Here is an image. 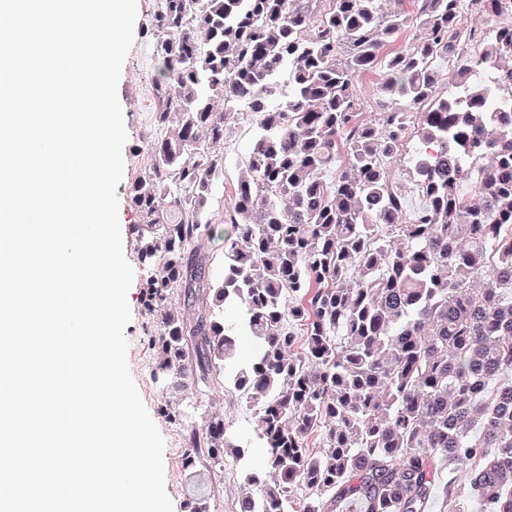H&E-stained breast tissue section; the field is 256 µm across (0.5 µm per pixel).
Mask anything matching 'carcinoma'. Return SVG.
I'll list each match as a JSON object with an SVG mask.
<instances>
[{
  "label": "carcinoma",
  "instance_id": "obj_1",
  "mask_svg": "<svg viewBox=\"0 0 512 512\" xmlns=\"http://www.w3.org/2000/svg\"><path fill=\"white\" fill-rule=\"evenodd\" d=\"M395 2L162 0L154 18L165 135L131 202L155 377H219L252 412L275 479L248 476L243 512H297V497L302 512H512V129L480 94L458 123L433 76L477 38L467 12L509 4ZM484 54L512 76V28L452 81L484 84ZM377 68L368 120L355 77ZM238 105L257 125L213 279L196 242L217 233L206 211ZM410 143L425 200L408 215L389 163ZM241 330L257 343L245 363ZM184 448L221 473L239 456L218 413Z\"/></svg>",
  "mask_w": 512,
  "mask_h": 512
}]
</instances>
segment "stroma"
<instances>
[{
    "label": "stroma",
    "mask_w": 512,
    "mask_h": 512,
    "mask_svg": "<svg viewBox=\"0 0 512 512\" xmlns=\"http://www.w3.org/2000/svg\"><path fill=\"white\" fill-rule=\"evenodd\" d=\"M160 2L137 0L134 43L123 65L118 87L128 134L123 148L124 174L117 187L119 220L124 255L134 267V280L128 292L131 321L125 328L129 340L128 365L140 396L165 440V491L172 502L173 512H187L188 503L201 496L208 499L210 512H238L240 499L258 492L256 486L248 484L247 473L266 471L265 451L256 437L253 418L238 396L224 390L222 385L169 391L155 381L156 354L148 342L154 324L146 315L141 299L145 272L138 265L132 232L140 215L130 201V192L150 166V143L162 135L154 123L157 99L153 89L156 60L152 36V24ZM254 130V120L244 119L242 113H235L230 118L224 135V179L214 189L209 203L211 214H220L232 203L233 186L241 163L250 153ZM167 403L185 411L183 423L172 422L161 414V406ZM214 412L223 414L227 432L241 444L244 459L239 462L234 457H227L220 473L212 472L202 458L197 460L194 468H186L183 433L186 427L201 424L205 415Z\"/></svg>",
    "instance_id": "1"
}]
</instances>
